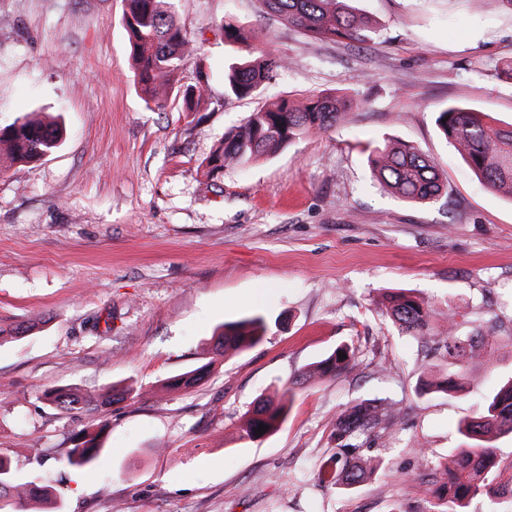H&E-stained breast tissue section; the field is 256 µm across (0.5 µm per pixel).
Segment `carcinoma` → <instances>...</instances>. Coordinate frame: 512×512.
<instances>
[{
	"label": "carcinoma",
	"mask_w": 512,
	"mask_h": 512,
	"mask_svg": "<svg viewBox=\"0 0 512 512\" xmlns=\"http://www.w3.org/2000/svg\"><path fill=\"white\" fill-rule=\"evenodd\" d=\"M264 13L288 23L315 39L329 41H369L378 27L369 16L353 10L348 0H260ZM129 37L134 76L144 94L146 106H162L157 81L171 80L180 70L185 56L194 51L186 26L177 17L170 0H128L123 16ZM226 39L247 44L248 58L232 64L224 75L226 95L245 98L270 81L283 59L254 47L247 36L231 22L224 23ZM352 109V100L333 93L313 94L299 105L283 100L271 108L250 113L244 122L224 134V139L206 160L207 174L217 177L226 168L245 167L277 154L296 139L323 132L342 122ZM436 125L478 180L487 188L512 198V124H498L488 114L450 105L438 112ZM63 132L58 125L37 122L26 116L0 126V145L6 148L10 164L39 160L61 145ZM370 166L375 180L392 194L411 202L426 203L441 197L447 190L435 162L418 147L407 142L386 139L370 152ZM385 313L399 328L423 338L428 350H442L459 367L483 356L495 341L493 328L480 330L464 339L456 334V314L448 313V328L437 329L436 312L424 303L403 293L386 296ZM267 323L258 315L230 322L212 336L217 355L231 350L255 347L266 335ZM346 358L339 359V353ZM357 366L353 349L347 344L336 346L325 358L313 363L294 381L286 385L276 399L258 400L244 422L239 439L254 442L259 425L275 431L288 417L297 389L314 377L350 372ZM206 369L186 371L167 380L173 391L199 384ZM45 401L61 411L81 408L84 399L71 389L48 388ZM398 411L387 401L371 400L345 408L334 425L336 451L332 461L336 469H327L322 480L347 489L368 474L361 461V445L355 439L381 425L396 424ZM458 433L473 441L467 448H455L434 496L445 501L442 512H469L473 499L502 491L500 460L494 442L503 434H512V378L502 385L476 417L458 424ZM102 446L100 433L83 432L67 452V466L83 469L97 462ZM32 492L61 512L60 494L32 475H21L12 460L0 454V512H26L25 504Z\"/></svg>",
	"instance_id": "obj_1"
}]
</instances>
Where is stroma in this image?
<instances>
[{"label":"stroma","instance_id":"obj_1","mask_svg":"<svg viewBox=\"0 0 512 512\" xmlns=\"http://www.w3.org/2000/svg\"><path fill=\"white\" fill-rule=\"evenodd\" d=\"M381 25L365 44L309 38L258 0H175L196 47L162 109L146 108L129 60L125 0H0V125L62 122L63 144L0 172V453L67 477L62 512H431L439 466L463 447L456 423L512 377V200L484 187L439 133L451 104L512 123V0H355ZM289 59L251 97L224 94L244 55L223 25ZM195 86L196 111L180 89ZM342 92L344 124L210 178L226 131L279 99ZM417 145L448 191L430 203L374 182L384 139ZM472 335L501 325L492 362L469 365L451 394L421 380L456 373L423 358L383 313L391 291ZM261 315L263 342L215 355L218 325ZM356 371L306 383L274 434L245 443L242 416L336 345ZM209 365L187 392L168 377ZM76 391L91 409L40 395ZM132 395L105 406L113 388ZM389 399L397 425L366 438L377 467L355 488L326 487L345 404ZM103 427V455L65 467L73 438ZM43 397L50 406L61 411L79 409L84 403V399L70 389L48 388L43 392Z\"/></svg>","mask_w":512,"mask_h":512}]
</instances>
